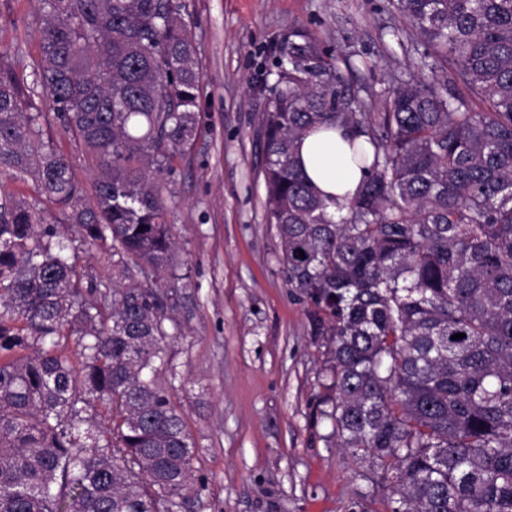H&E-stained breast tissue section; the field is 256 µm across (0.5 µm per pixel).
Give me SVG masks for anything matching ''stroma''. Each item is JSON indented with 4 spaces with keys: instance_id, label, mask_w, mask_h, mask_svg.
Wrapping results in <instances>:
<instances>
[{
    "instance_id": "1",
    "label": "stroma",
    "mask_w": 512,
    "mask_h": 512,
    "mask_svg": "<svg viewBox=\"0 0 512 512\" xmlns=\"http://www.w3.org/2000/svg\"><path fill=\"white\" fill-rule=\"evenodd\" d=\"M175 2L202 76L194 136L161 180L176 234L178 276L164 280L173 400L203 485L193 512H392L380 467L337 447L321 414L323 348L266 221L263 118L278 81L269 47L292 31L333 49L373 114L420 76L419 37L390 0ZM40 31L37 0H0V64L30 76Z\"/></svg>"
}]
</instances>
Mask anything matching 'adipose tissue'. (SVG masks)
<instances>
[{"label": "adipose tissue", "instance_id": "1", "mask_svg": "<svg viewBox=\"0 0 512 512\" xmlns=\"http://www.w3.org/2000/svg\"><path fill=\"white\" fill-rule=\"evenodd\" d=\"M351 128L312 130L299 144L305 176L325 197L345 203L358 193L363 174L350 160Z\"/></svg>", "mask_w": 512, "mask_h": 512}]
</instances>
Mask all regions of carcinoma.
Here are the masks:
<instances>
[{
    "instance_id": "carcinoma-1",
    "label": "carcinoma",
    "mask_w": 512,
    "mask_h": 512,
    "mask_svg": "<svg viewBox=\"0 0 512 512\" xmlns=\"http://www.w3.org/2000/svg\"><path fill=\"white\" fill-rule=\"evenodd\" d=\"M40 3L32 81L0 66V512H185L196 444L158 382L161 285L102 290L63 236L107 246L120 276L126 257L174 270L160 177L195 130L197 48L172 0ZM396 10L425 76L392 90L379 132L309 32L272 50L267 221L324 339L322 415L381 467L392 512H512V0ZM37 87L98 171L89 202ZM336 124L366 146L350 144L364 178L335 216L295 145ZM17 174L64 223L8 190Z\"/></svg>"
}]
</instances>
